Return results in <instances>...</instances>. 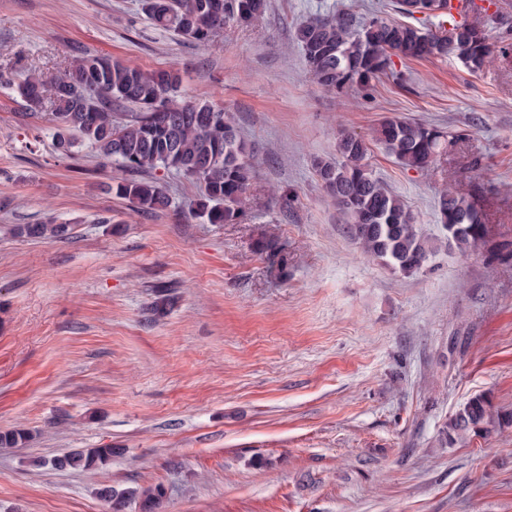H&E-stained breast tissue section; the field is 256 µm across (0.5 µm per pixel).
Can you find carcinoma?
<instances>
[{"label":"carcinoma","instance_id":"carcinoma-1","mask_svg":"<svg viewBox=\"0 0 512 512\" xmlns=\"http://www.w3.org/2000/svg\"><path fill=\"white\" fill-rule=\"evenodd\" d=\"M398 12L424 19L448 15V0H397ZM267 10V0H141V11L155 27L209 43L227 25L248 26ZM296 43L311 80L325 90L366 87L391 72L393 58L421 60L455 58L475 74L493 61L486 27L476 21L438 23V30L398 23L373 15L358 18L347 11L311 17L295 30ZM24 103L23 119H37L50 109L52 138L68 154L86 141L117 162L128 177L111 186L115 194L139 211L169 206L157 170L199 186L190 214L208 224H237L246 213L253 163L246 143L224 109L208 102L177 100L181 77L177 69L144 70L110 57L84 54L67 63L60 74L29 72L17 77L0 72ZM132 112H114L113 104ZM464 139L422 122L387 118L376 129L375 142L404 168L425 172ZM365 139L343 130L336 140V159L315 161V172L345 219L350 238L362 253L403 274L422 269L434 247L416 229L412 211L374 174ZM438 219L448 233V245L465 251L483 240L487 227L474 203L448 189L438 201ZM14 236L65 242L69 224H14ZM512 414L493 410L485 394L470 398L443 426L438 442L453 448L486 436ZM31 438L26 429L0 431V448H15ZM110 446L69 451L50 460L61 470L86 471L112 460ZM110 512L138 504L139 512H159L160 485L106 491Z\"/></svg>","mask_w":512,"mask_h":512}]
</instances>
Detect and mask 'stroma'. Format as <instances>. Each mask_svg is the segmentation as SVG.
<instances>
[{
    "label": "stroma",
    "instance_id": "35a3bbf8",
    "mask_svg": "<svg viewBox=\"0 0 512 512\" xmlns=\"http://www.w3.org/2000/svg\"><path fill=\"white\" fill-rule=\"evenodd\" d=\"M338 9L397 16L394 0H269L200 46L155 29L140 0H0V71L83 53L177 67L183 100L229 112L256 160L240 223L194 218L198 186L171 174V207L143 213L111 190L120 166L84 142L57 152L50 115L20 124L0 87V431L33 434L0 449V512H109L103 489L157 484L162 512H512V425L438 445L475 395L512 412V56L476 74L398 58L328 92L293 33ZM387 117L465 139L409 170L373 142ZM344 128L439 246L413 275L361 254L315 174ZM450 186L487 225L466 252L437 219ZM51 220L72 239L3 232ZM162 290L175 303L155 317ZM105 444L99 469L50 465Z\"/></svg>",
    "mask_w": 512,
    "mask_h": 512
}]
</instances>
